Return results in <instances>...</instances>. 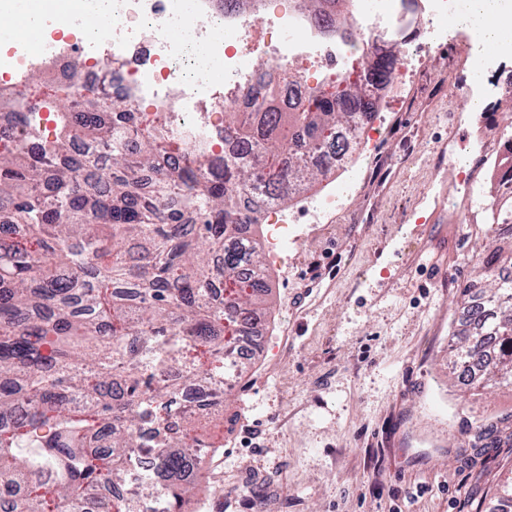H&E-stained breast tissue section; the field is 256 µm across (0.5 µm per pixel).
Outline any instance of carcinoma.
Segmentation results:
<instances>
[{"label": "carcinoma", "instance_id": "cac0c4a2", "mask_svg": "<svg viewBox=\"0 0 512 512\" xmlns=\"http://www.w3.org/2000/svg\"><path fill=\"white\" fill-rule=\"evenodd\" d=\"M367 78L386 84L398 64L375 51ZM255 125L224 113V140L248 145L206 166L165 159L175 136L155 112L133 152L118 127L136 120L127 102L88 99L80 112L22 121L40 151L0 152V491L10 512H187L207 458L224 447V372L269 288L261 246L238 242L258 212L239 209L251 191L266 204L307 190L353 150L345 91L312 94L279 112L273 94L251 91ZM90 151L68 162L71 141ZM151 179L139 188L136 175ZM22 224V233L15 225ZM512 227V198L490 225ZM512 248L476 261L487 281L449 343L459 377L512 383ZM180 421L160 443L142 423ZM151 469L130 477L137 460ZM121 486L125 494L112 496Z\"/></svg>", "mask_w": 512, "mask_h": 512}]
</instances>
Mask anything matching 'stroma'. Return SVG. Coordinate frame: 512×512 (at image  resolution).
I'll use <instances>...</instances> for the list:
<instances>
[{"label":"stroma","instance_id":"1","mask_svg":"<svg viewBox=\"0 0 512 512\" xmlns=\"http://www.w3.org/2000/svg\"><path fill=\"white\" fill-rule=\"evenodd\" d=\"M447 64L443 40L396 116L404 135H383L307 191L352 189L337 217L299 225V242L268 265L257 349L224 390V447L193 512H486L512 474V435L470 444L474 421L512 414V386L468 388L448 373L457 287L488 247L490 210L441 195L455 90L435 74ZM390 155L400 170L386 180ZM439 208L447 223L429 225ZM303 289L315 313L302 325Z\"/></svg>","mask_w":512,"mask_h":512}]
</instances>
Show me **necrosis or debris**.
<instances>
[{
	"mask_svg": "<svg viewBox=\"0 0 512 512\" xmlns=\"http://www.w3.org/2000/svg\"><path fill=\"white\" fill-rule=\"evenodd\" d=\"M106 19L95 34L84 35L71 0H57L43 42L18 40L0 47V146L28 150L29 142L13 103L31 73L51 71L53 82L80 102L88 93L132 101L140 112L169 113L179 139L223 156L224 112L243 121L255 110L248 91L276 92L280 111L294 112L310 90L361 84L368 53L353 27L367 29L381 47L423 52L453 21V0H351L346 21H319L299 0H249L241 8H215V0H95ZM500 42L480 52L478 32H464V48L448 65V82L462 80L468 60H476L481 83L466 101L492 112L502 92L512 89V17L496 21ZM265 65L254 68L253 54ZM449 155L481 159L491 171L497 197L512 195V139L489 141L485 124L474 126L462 142H449ZM342 200L330 193L291 212L262 210L267 229L262 246L287 252L298 224H314Z\"/></svg>",
	"mask_w": 512,
	"mask_h": 512,
	"instance_id": "1",
	"label": "necrosis or debris"
}]
</instances>
